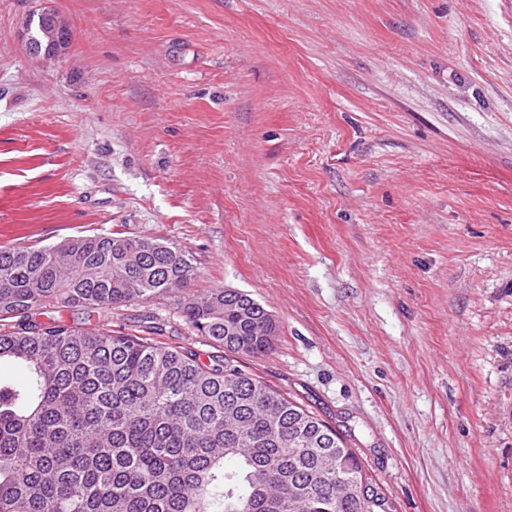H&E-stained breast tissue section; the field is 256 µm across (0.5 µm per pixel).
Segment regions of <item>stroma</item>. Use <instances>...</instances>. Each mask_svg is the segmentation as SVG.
<instances>
[{
  "label": "stroma",
  "instance_id": "stroma-1",
  "mask_svg": "<svg viewBox=\"0 0 512 512\" xmlns=\"http://www.w3.org/2000/svg\"><path fill=\"white\" fill-rule=\"evenodd\" d=\"M115 232L196 277L113 326L248 294L392 512H512V0H0V239Z\"/></svg>",
  "mask_w": 512,
  "mask_h": 512
}]
</instances>
